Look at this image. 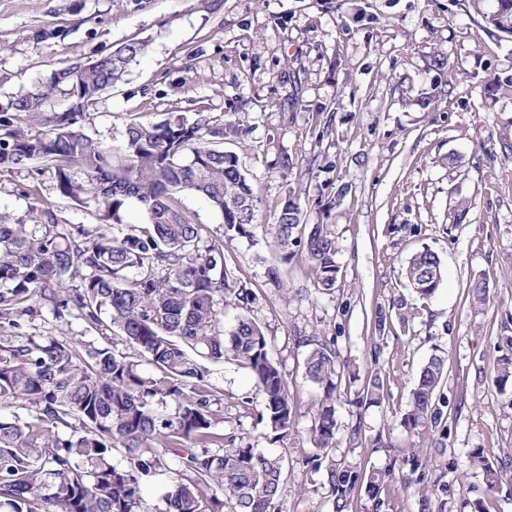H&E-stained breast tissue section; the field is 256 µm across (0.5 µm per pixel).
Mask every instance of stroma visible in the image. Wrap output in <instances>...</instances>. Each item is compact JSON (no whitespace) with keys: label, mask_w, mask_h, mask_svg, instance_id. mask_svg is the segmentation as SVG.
I'll list each match as a JSON object with an SVG mask.
<instances>
[{"label":"stroma","mask_w":512,"mask_h":512,"mask_svg":"<svg viewBox=\"0 0 512 512\" xmlns=\"http://www.w3.org/2000/svg\"><path fill=\"white\" fill-rule=\"evenodd\" d=\"M496 0H0V102L52 68L136 39L147 50L100 96L85 131L117 144L130 121L171 112L240 121L224 140L238 155L264 217L288 195L305 221L330 225L340 267L333 294L297 255L284 266L264 229L227 239L200 197L180 207L224 242V264L253 293L261 326L296 408L291 435L275 439L236 361L210 364L224 434L240 447L279 455L290 486L279 512H332L322 470L309 463L319 393L304 376L312 337L338 353L336 457L351 470L385 473L378 498L363 489L346 512H512V396L491 380L512 354V37L488 36ZM54 37H46V30ZM445 56L444 68L433 65ZM50 204L65 224H92L91 210L59 197L50 171L0 169V210L29 220ZM428 249L445 278L429 300L403 266ZM280 278L271 281L270 266ZM483 278L487 300L467 296ZM389 313L376 333L378 310ZM445 353L447 422L408 433L415 379ZM383 382L379 402L363 391ZM500 467L487 490L474 449ZM418 457V468L406 463Z\"/></svg>","instance_id":"obj_1"}]
</instances>
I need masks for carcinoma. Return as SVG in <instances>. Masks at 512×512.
<instances>
[{"label": "carcinoma", "instance_id": "1", "mask_svg": "<svg viewBox=\"0 0 512 512\" xmlns=\"http://www.w3.org/2000/svg\"><path fill=\"white\" fill-rule=\"evenodd\" d=\"M485 32L512 36V0H497ZM146 45L130 41L100 57L51 70L0 109V169L40 163L57 193L92 207L96 224H63L50 207H32V222L0 212V512H143L148 477L176 457L164 495L165 512H278L287 491L282 458L234 446L213 409L209 370L199 362L230 357L248 369L260 417L279 439L295 425V408L268 340L250 316L252 292L224 265V241L189 222L179 195L204 199L224 220L228 238H251L257 227L275 236L279 260L304 254L315 288L331 294L340 267L328 224L304 223L301 198L288 196L273 223L258 220L253 190L238 156L220 143L240 137V123L214 126L203 113L158 123L131 122L118 145L88 135L90 109ZM37 122L34 134L18 126ZM137 202L147 224L123 223ZM438 255L423 250L407 261L405 277L422 299L444 276ZM241 313L224 328L219 302ZM44 302L60 319L77 316L96 331L118 330L133 348L117 353L82 332L63 339L17 331L18 319ZM312 346L305 376L322 390L311 428L308 460L324 464L334 512H344L359 474L336 462L338 355L325 342ZM447 358L434 354L412 389L402 418L410 432L444 421L438 391ZM492 381L512 387V357ZM489 489L501 471L479 450L471 454ZM216 488L222 496L209 493Z\"/></svg>", "mask_w": 512, "mask_h": 512}]
</instances>
